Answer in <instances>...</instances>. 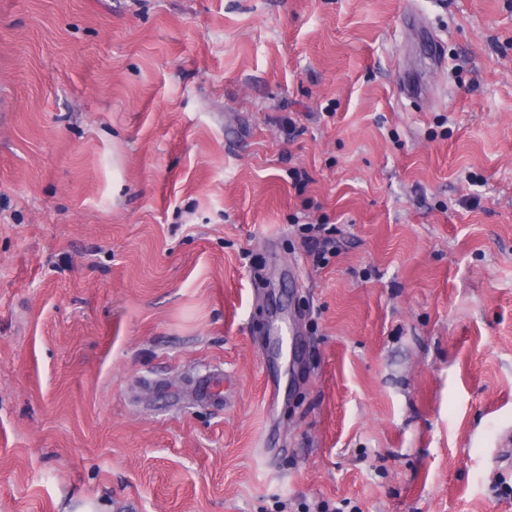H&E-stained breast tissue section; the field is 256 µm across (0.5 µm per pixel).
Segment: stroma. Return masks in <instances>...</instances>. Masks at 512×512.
Segmentation results:
<instances>
[{
    "label": "stroma",
    "mask_w": 512,
    "mask_h": 512,
    "mask_svg": "<svg viewBox=\"0 0 512 512\" xmlns=\"http://www.w3.org/2000/svg\"><path fill=\"white\" fill-rule=\"evenodd\" d=\"M508 430L512 0H0V512H512ZM327 224H301L302 230L306 234L305 240H309L312 247L316 250V263L317 265H327L329 263V255L336 254V245L334 239L331 237V231L326 227ZM321 232L326 233L327 236H323L319 239L316 233L321 236ZM332 245V246H331Z\"/></svg>",
    "instance_id": "obj_1"
}]
</instances>
